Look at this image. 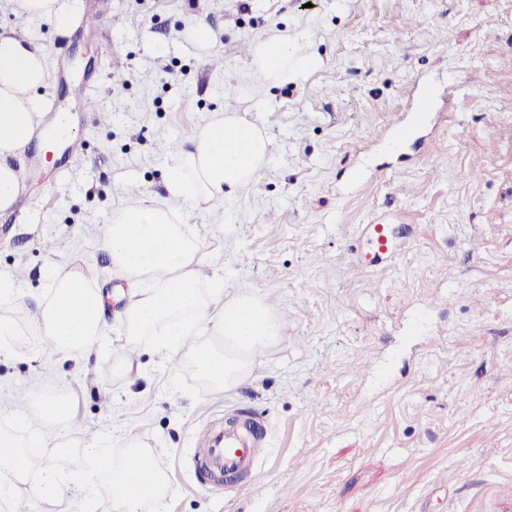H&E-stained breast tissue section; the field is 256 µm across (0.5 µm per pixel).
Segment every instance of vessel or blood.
Returning <instances> with one entry per match:
<instances>
[{"instance_id": "b4317fda", "label": "vessel or blood", "mask_w": 512, "mask_h": 512, "mask_svg": "<svg viewBox=\"0 0 512 512\" xmlns=\"http://www.w3.org/2000/svg\"><path fill=\"white\" fill-rule=\"evenodd\" d=\"M436 96L433 86L421 85L411 118H398L383 135L374 138V145L389 152L402 150L412 138L415 128L425 121ZM364 235L371 247L365 257L366 265H381L396 253L397 247L387 225H365ZM267 442L265 422L239 410L225 423L222 432L211 434L206 444L189 449L183 462L209 485L224 487L229 492L236 489L241 481L256 478Z\"/></svg>"}]
</instances>
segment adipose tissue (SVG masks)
<instances>
[{"instance_id":"1","label":"adipose tissue","mask_w":512,"mask_h":512,"mask_svg":"<svg viewBox=\"0 0 512 512\" xmlns=\"http://www.w3.org/2000/svg\"><path fill=\"white\" fill-rule=\"evenodd\" d=\"M16 14L69 31L82 14L81 0H12ZM309 30L257 39L252 76L264 83L300 82L321 65L318 56L299 54ZM53 65L33 38L0 29V213L15 205L23 184L16 160L44 122L38 91L51 84ZM170 167L171 200L197 206L224 200L248 186L270 160L272 142L262 127L235 114L217 117L188 138ZM112 266L128 283L130 302L121 313L130 337L151 336L156 352L187 359L197 376L215 390L231 391L250 376L256 358L281 336L278 315L259 297L224 294V280L202 282L208 257L169 202L143 198L121 210L102 228ZM224 307L212 314L211 303ZM36 327L59 355L96 351L107 338L106 305L95 275L74 262L53 271L48 295L36 306ZM209 342H200L201 334Z\"/></svg>"}]
</instances>
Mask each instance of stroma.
Masks as SVG:
<instances>
[{
  "label": "stroma",
  "mask_w": 512,
  "mask_h": 512,
  "mask_svg": "<svg viewBox=\"0 0 512 512\" xmlns=\"http://www.w3.org/2000/svg\"><path fill=\"white\" fill-rule=\"evenodd\" d=\"M93 26L59 34L0 0V27L51 54L48 100L83 147L64 169L27 146L17 221L0 215V274L30 296L0 358V412L33 390L71 392L87 437L111 429L165 463L172 512H512V0H83ZM208 26L216 50L185 37ZM305 26L323 63L304 82L250 75L248 45ZM91 75L100 112L67 100ZM453 87L420 140L370 142L415 84ZM272 141L264 176L209 207H173L208 254L202 279L253 290L283 340L237 389L128 342L108 306L107 349L52 353L33 325L46 276L77 260L106 291L125 286L101 230L129 186L166 198L187 133L226 108ZM108 120H101V113ZM65 154V153H64ZM400 249L352 275L366 224ZM142 377L113 368L129 358ZM243 409L269 426L258 478L231 493L179 465L200 426Z\"/></svg>",
  "instance_id": "35a3bbf8"
}]
</instances>
